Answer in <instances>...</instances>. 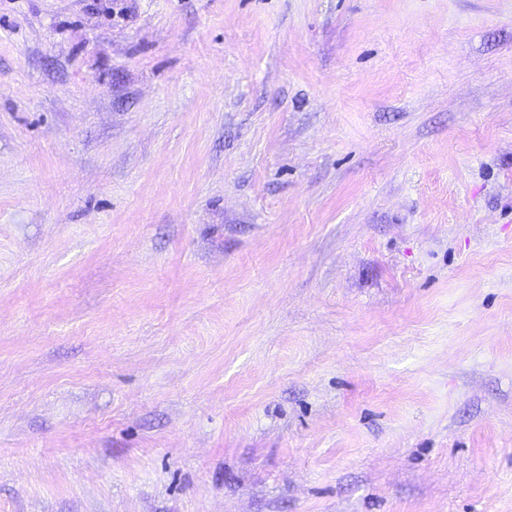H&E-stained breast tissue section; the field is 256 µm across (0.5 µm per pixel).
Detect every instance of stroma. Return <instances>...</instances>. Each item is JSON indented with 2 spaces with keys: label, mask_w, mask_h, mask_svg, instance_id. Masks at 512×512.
Masks as SVG:
<instances>
[{
  "label": "stroma",
  "mask_w": 512,
  "mask_h": 512,
  "mask_svg": "<svg viewBox=\"0 0 512 512\" xmlns=\"http://www.w3.org/2000/svg\"><path fill=\"white\" fill-rule=\"evenodd\" d=\"M0 512H512V0H0Z\"/></svg>",
  "instance_id": "obj_1"
}]
</instances>
